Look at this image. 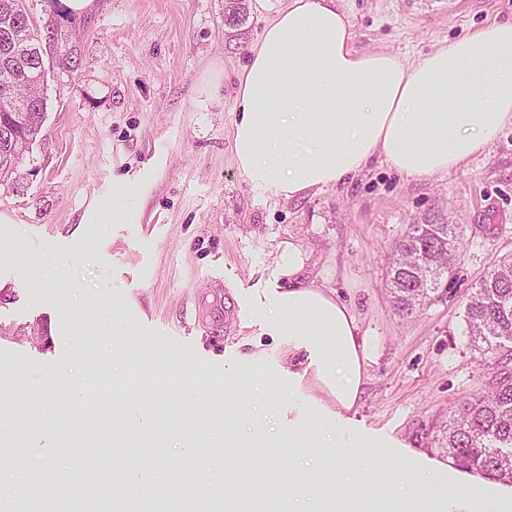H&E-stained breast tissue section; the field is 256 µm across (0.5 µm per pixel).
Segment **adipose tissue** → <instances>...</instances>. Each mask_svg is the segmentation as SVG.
I'll list each match as a JSON object with an SVG mask.
<instances>
[{"mask_svg": "<svg viewBox=\"0 0 512 512\" xmlns=\"http://www.w3.org/2000/svg\"><path fill=\"white\" fill-rule=\"evenodd\" d=\"M512 124V22L488 23L406 62L354 46L338 0H289L264 28L237 75L235 165L264 196L289 201L332 189L383 159L426 179L456 170ZM129 177L112 180L82 221L131 224ZM309 254L281 247L273 288L254 303L251 326L277 337L290 401L336 430L337 453L395 452L356 421L370 339L326 280L307 273Z\"/></svg>", "mask_w": 512, "mask_h": 512, "instance_id": "1", "label": "adipose tissue"}]
</instances>
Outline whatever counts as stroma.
Masks as SVG:
<instances>
[{
	"mask_svg": "<svg viewBox=\"0 0 512 512\" xmlns=\"http://www.w3.org/2000/svg\"><path fill=\"white\" fill-rule=\"evenodd\" d=\"M247 0L243 25L224 20V0H96L77 17L64 0H23L43 36L47 98L41 137L22 155L19 184L0 183V505L19 486L38 489L30 512L53 498L79 503L96 485L105 512H168L139 499L147 481L210 492L224 512L226 403L258 409L268 435L288 433V369L266 336L269 357L244 391L226 399L224 368L252 330L224 331V292L237 307L272 278L280 246L311 257L374 340L358 417L410 451L450 466L441 446L461 406L512 377V354L478 350L465 305L481 277L512 259V126L459 170L414 180L386 165L336 188L290 201L262 198L240 175L232 136L236 74L249 48L288 0ZM355 46L415 59L487 23L512 21V0H342ZM221 87L204 95L207 77ZM151 172L134 195L137 224H85L92 200L119 175ZM462 228L445 289L399 311L388 263L410 225L441 206ZM42 329L47 340L32 336ZM66 376L50 386L52 372ZM116 386L95 398L99 373ZM148 381L133 394L130 373ZM336 434L309 426L303 448L278 459L252 453L240 465L238 512H255L252 492L301 478L325 500L343 497L346 474ZM104 446L94 470L73 445ZM153 447L147 465L117 480L120 448ZM485 478L458 470L453 489L435 488L409 512H434L454 496L469 512H497Z\"/></svg>",
	"mask_w": 512,
	"mask_h": 512,
	"instance_id": "1",
	"label": "stroma"
}]
</instances>
